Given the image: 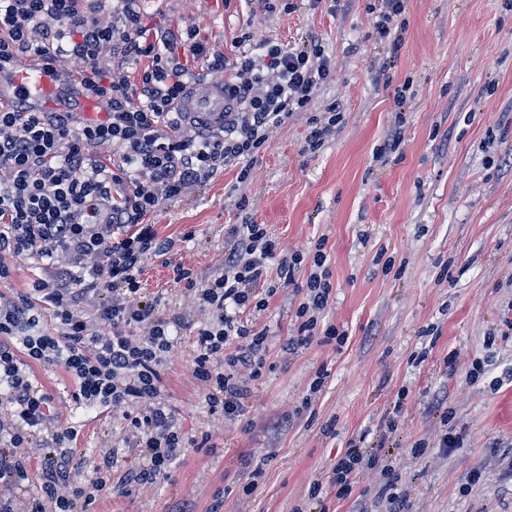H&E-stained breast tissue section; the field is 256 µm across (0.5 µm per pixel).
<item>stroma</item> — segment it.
<instances>
[{
  "label": "stroma",
  "instance_id": "obj_1",
  "mask_svg": "<svg viewBox=\"0 0 512 512\" xmlns=\"http://www.w3.org/2000/svg\"><path fill=\"white\" fill-rule=\"evenodd\" d=\"M161 30L199 31L226 55L246 34L252 47L319 37L333 78L308 113L274 130L239 183L230 166L205 186L149 217L172 237L166 257L149 259L150 293L172 287V268L199 274L224 258V227L263 224L287 252L312 258L324 240L334 298L326 318L344 342L281 350L296 335L290 303L304 296V275L260 317L272 336V369L245 412L227 421L209 413L205 387L191 371L192 329L162 368L163 389L185 430L209 433L183 448L168 479L98 493L88 512H351L373 504L376 470L360 472L349 498L326 481L350 440L365 438L391 464L408 512H512V0H407L400 50L376 34L383 0H137ZM406 87L397 106L396 88ZM339 105L343 124L308 151L309 113ZM405 117L395 159L376 148ZM192 240H184L187 231ZM452 367H445V360ZM320 393L308 388L319 369ZM62 424L77 426L76 455L113 460L112 480L134 463L118 419L75 403L59 367L33 365ZM446 399L441 423L437 399ZM401 415H394L396 402ZM290 415L269 432V419ZM463 437L444 452L442 428ZM419 439L431 444L413 456ZM268 461L255 491L240 488L252 457ZM481 480L468 485L473 471ZM321 501L309 498L314 481Z\"/></svg>",
  "mask_w": 512,
  "mask_h": 512
}]
</instances>
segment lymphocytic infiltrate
Masks as SVG:
<instances>
[{
  "mask_svg": "<svg viewBox=\"0 0 512 512\" xmlns=\"http://www.w3.org/2000/svg\"><path fill=\"white\" fill-rule=\"evenodd\" d=\"M135 0H0V68L30 63L59 71L96 113L0 106V281L15 262L30 261L26 291L0 293V483L28 479L26 448L42 450L41 482L24 512H86L95 493L110 489L109 460L83 478L72 466L75 427L60 424L50 395L29 378L32 364L58 366L75 382L74 401L121 408L126 440L138 465L123 485L167 478L189 441L163 390L160 368L189 326L184 314L164 315L160 298L140 277L150 257L172 251L147 218L185 197L229 166L248 182L251 165L273 129L304 111L332 77L318 37L302 45L274 42L263 54L214 50L188 34L150 27ZM224 78V123H187L178 105L187 92L188 61ZM106 146L103 164L91 149ZM316 244L312 269L286 254L263 224H234L224 260L209 274L176 265V291L196 299L206 318L193 340L191 370L204 383L210 412L235 419L263 376L270 336L255 317L278 290L305 273V298L294 310L297 334L281 349L292 354L317 336L344 341L323 324L333 285ZM380 469L377 500L384 512H405L406 495L376 452L350 443L324 485L350 496L355 476Z\"/></svg>",
  "mask_w": 512,
  "mask_h": 512,
  "instance_id": "lymphocytic-infiltrate-1",
  "label": "lymphocytic infiltrate"
}]
</instances>
